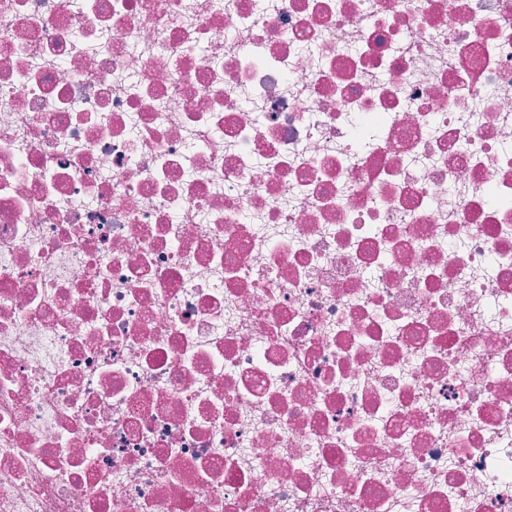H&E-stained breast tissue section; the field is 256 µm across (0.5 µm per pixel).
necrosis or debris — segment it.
<instances>
[{
  "label": "necrosis or debris",
  "instance_id": "1",
  "mask_svg": "<svg viewBox=\"0 0 512 512\" xmlns=\"http://www.w3.org/2000/svg\"><path fill=\"white\" fill-rule=\"evenodd\" d=\"M0 512H512V0H0Z\"/></svg>",
  "mask_w": 512,
  "mask_h": 512
}]
</instances>
